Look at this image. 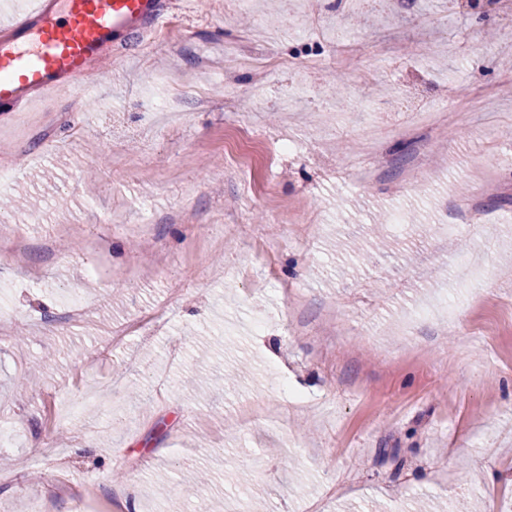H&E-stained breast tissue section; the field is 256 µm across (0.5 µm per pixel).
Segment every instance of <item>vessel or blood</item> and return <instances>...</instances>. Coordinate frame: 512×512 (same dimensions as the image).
I'll return each mask as SVG.
<instances>
[{"instance_id": "b4317fda", "label": "vessel or blood", "mask_w": 512, "mask_h": 512, "mask_svg": "<svg viewBox=\"0 0 512 512\" xmlns=\"http://www.w3.org/2000/svg\"><path fill=\"white\" fill-rule=\"evenodd\" d=\"M62 21L32 0L0 41V112L75 86L87 64L110 56L117 35L156 30L167 17L155 0H62Z\"/></svg>"}]
</instances>
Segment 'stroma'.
Listing matches in <instances>:
<instances>
[{
    "mask_svg": "<svg viewBox=\"0 0 512 512\" xmlns=\"http://www.w3.org/2000/svg\"><path fill=\"white\" fill-rule=\"evenodd\" d=\"M160 2L0 118V512H501L512 15Z\"/></svg>",
    "mask_w": 512,
    "mask_h": 512,
    "instance_id": "35a3bbf8",
    "label": "stroma"
}]
</instances>
